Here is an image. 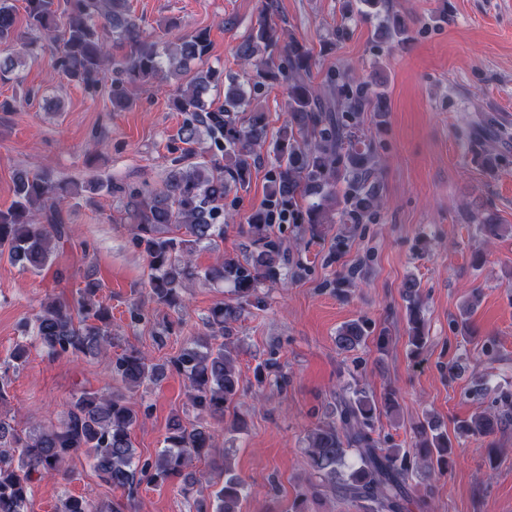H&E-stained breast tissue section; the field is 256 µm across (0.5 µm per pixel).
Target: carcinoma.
<instances>
[{"mask_svg": "<svg viewBox=\"0 0 512 512\" xmlns=\"http://www.w3.org/2000/svg\"><path fill=\"white\" fill-rule=\"evenodd\" d=\"M366 15H384L380 35L399 42L406 20L389 15L387 0H360ZM274 4L241 42L236 54L245 67L243 81L224 70L198 71L172 99L184 115L179 129L185 152L171 159V169L161 186L129 189L121 183L90 178L82 184L56 182L48 173L21 170L15 175V200L0 210V254L33 272L53 263V241L68 235L62 205L84 190L120 195L129 199L127 209L134 225V241L146 255L151 270L147 288L153 303L178 309L182 291L196 283L225 284L233 298L220 301L204 321L207 335L222 338L219 344L193 340L176 355L158 361L138 351L108 354L112 345V309L96 301L102 285L95 279L79 289L77 305L50 301L35 316V336L56 356L108 358L109 376L121 381L130 393L145 383H156L176 372L188 384L191 406L215 418L235 409L244 386L237 367V353L230 336L249 307L262 309V288L296 276L303 262L290 257L285 241L272 235L273 227L288 226L314 242L327 224H365L383 200V183L376 168L377 148L362 114L388 111L377 81L350 88L336 86L331 77L325 87L313 81L314 53L306 43L292 38L280 45V32L272 19ZM27 27L32 32L60 39V66L71 81L101 89L114 107L131 104L125 87L147 80L166 82L185 75L190 64L208 59L211 41L207 32L194 31L175 46H162L144 35L132 15L130 0H24ZM64 18L63 29L58 19ZM111 29L122 53L114 56L101 38L99 25ZM26 36L17 25L15 0H0V82L19 79L21 57L27 52ZM116 78L108 79V73ZM283 81L287 85V118L278 136L266 144V115L254 106L251 89ZM227 84L224 104L206 103L209 88ZM268 147L271 168L265 199L239 225L255 250L243 256L226 255L201 270L191 260L200 245L217 249L224 242V195L248 185L252 167ZM476 232L492 239L507 231L490 212H473ZM409 324V345L418 356L426 347L424 308L420 283L404 284ZM363 322L351 321L335 337L336 346L350 352L364 342ZM257 383L273 380L282 387L287 374L278 352L271 351L254 371ZM387 412L397 401L387 396ZM375 401L365 388L354 386L338 393L329 420L307 435L306 455L319 486L351 503L357 512H408L410 505L430 508L426 500L412 502L410 482L430 483L453 454L448 434L426 417L412 427L409 448H383L375 435ZM512 420L505 409L480 414L455 426L459 438L489 437ZM138 416L122 393H80L60 427H35L27 435L0 416V512H26L35 476H65L66 462L85 451L93 468L108 485L134 496L142 479L163 485L178 479L188 494L204 475L193 461L212 454L214 436L203 425L186 426L171 418L164 446L152 460L136 458L131 433ZM222 479L211 484L209 500L196 501V512H240L247 497L245 483L223 463ZM58 512H127L119 502L94 503L83 497L61 500Z\"/></svg>", "mask_w": 512, "mask_h": 512, "instance_id": "carcinoma-1", "label": "carcinoma"}]
</instances>
